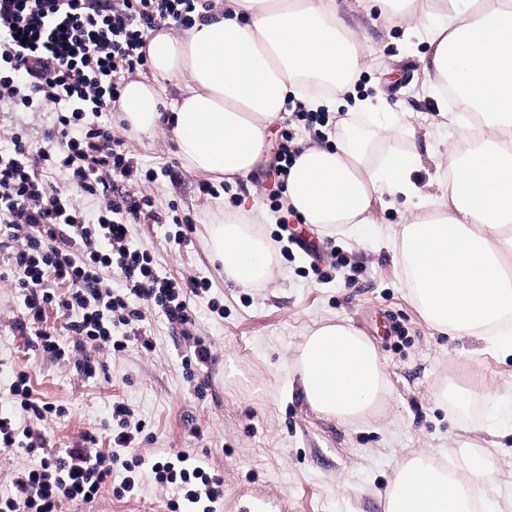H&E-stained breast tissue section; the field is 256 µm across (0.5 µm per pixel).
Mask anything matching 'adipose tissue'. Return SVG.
<instances>
[{"label": "adipose tissue", "mask_w": 512, "mask_h": 512, "mask_svg": "<svg viewBox=\"0 0 512 512\" xmlns=\"http://www.w3.org/2000/svg\"><path fill=\"white\" fill-rule=\"evenodd\" d=\"M372 15L403 24L419 45L438 124L457 132L444 153H421L410 109L390 111L381 91L357 93L376 65L360 32ZM144 51L151 75L125 83L122 121L138 136L169 131L188 171L231 185L267 157L270 128L289 102L361 112L338 120L330 146L298 144L286 207L303 223L348 234L373 223L383 196L403 198L394 259L420 314L512 356V0H224L183 34L151 31ZM185 77L189 85L164 100L167 84ZM452 96L462 111L449 110ZM427 162L436 175L425 186L416 174ZM207 233L238 287L270 279L273 252L249 218L216 220ZM296 366L307 405L344 421L364 417L387 385L374 346L344 323L311 330ZM466 462L464 481L429 455L402 462L384 512H469L472 486L495 476L482 456Z\"/></svg>", "instance_id": "1"}]
</instances>
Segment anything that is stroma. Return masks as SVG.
Instances as JSON below:
<instances>
[{"label": "stroma", "instance_id": "1", "mask_svg": "<svg viewBox=\"0 0 512 512\" xmlns=\"http://www.w3.org/2000/svg\"><path fill=\"white\" fill-rule=\"evenodd\" d=\"M369 49L397 71L389 102L414 109V122L430 125L435 103L424 94L427 81L405 46L402 29L366 22ZM52 112H0V123H21L33 148L55 142ZM125 142L143 176L137 189L152 196L163 216L159 224L129 225V236L154 259L159 275H194L209 283L192 305L197 332L215 356L209 388L196 393L181 367L184 340L160 313L146 310L141 329L151 349L130 343L121 352L97 351L95 377L78 376L72 363L34 353L27 337L11 323L24 313L9 282H0V409L22 418L13 401L18 372H27L34 397L61 405L65 413L41 424L47 445L70 448L83 435L99 433L112 420V403L132 410L145 431L127 457L184 451L207 461L223 476L225 512H241L251 495H265L286 512H382V502L398 465L423 453L463 468L461 449L484 454L494 483L478 491L482 512H512V422L487 417L489 403H512V357L476 353V341L434 329L412 304L403 276L386 245L403 220L401 206L378 205L376 223L361 225L356 236L307 229L319 246L313 261L290 231L298 217L277 208L271 162L261 163L237 185L216 183V195L201 191V176L189 173L176 155L168 132L132 135L117 114L102 113ZM274 216L257 230L275 254L267 283L243 289L219 275L209 257L207 226L219 213L234 214L244 202ZM187 234L175 248L169 235ZM342 321L375 347L388 380L379 406L367 417L345 422L317 414L295 388L296 357L306 334ZM470 388L476 421L463 417L438 397L447 380ZM133 493L116 497L103 489L96 502L74 501L65 512H94L108 502L112 512H169L172 488L145 474L135 477Z\"/></svg>", "mask_w": 512, "mask_h": 512}]
</instances>
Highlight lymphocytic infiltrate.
<instances>
[{
    "mask_svg": "<svg viewBox=\"0 0 512 512\" xmlns=\"http://www.w3.org/2000/svg\"><path fill=\"white\" fill-rule=\"evenodd\" d=\"M211 0H0V102L23 112L57 106L59 148L33 149L25 132L0 130V251L6 264L0 280L10 281L23 298L24 314L13 323L30 337L31 349L61 359L66 350L45 328L48 314L63 327L81 354L76 364L86 378L96 373L93 349L108 345L123 351L129 342L151 348L140 323L145 308L180 325L192 345L182 364L187 377L211 364L210 345L195 336L192 296L205 288L197 277L160 276L149 253L134 244L128 227L158 224L151 198H134L128 185L137 168L99 114L119 102L126 76L146 68L144 38L162 22L190 28ZM68 171L85 197L100 200L99 215L87 218L71 196L52 182ZM120 289H113L112 276ZM124 327L125 334L112 330ZM27 373H19L12 394L30 416L18 425L0 414V447L38 456L37 466L15 471L11 491L0 497V512H63L77 499L93 500L112 482L122 449L142 433L130 421L126 404L114 402L118 431L104 438L84 436L64 450L46 447L39 422L56 413L53 403H37ZM150 473L157 484L178 485L188 496L220 498L224 480L207 470L176 468L157 456Z\"/></svg>",
    "mask_w": 512,
    "mask_h": 512,
    "instance_id": "obj_1",
    "label": "lymphocytic infiltrate"
}]
</instances>
